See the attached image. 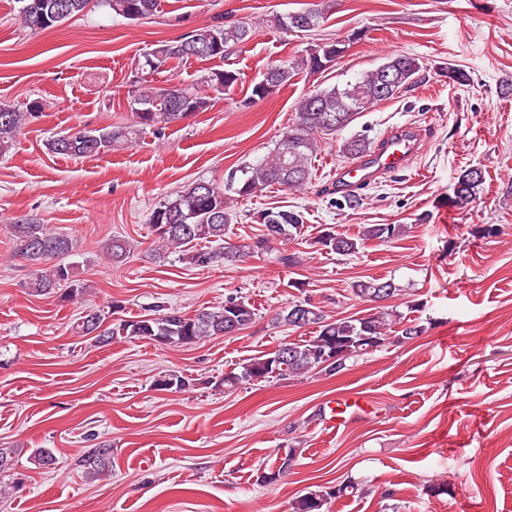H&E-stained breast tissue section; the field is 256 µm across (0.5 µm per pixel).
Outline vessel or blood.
I'll return each mask as SVG.
<instances>
[{
	"mask_svg": "<svg viewBox=\"0 0 512 512\" xmlns=\"http://www.w3.org/2000/svg\"><path fill=\"white\" fill-rule=\"evenodd\" d=\"M419 142V135L415 129L391 131L368 160L344 164L337 168V187L344 192L351 191L359 185L373 181L381 174L407 168L418 150Z\"/></svg>",
	"mask_w": 512,
	"mask_h": 512,
	"instance_id": "vessel-or-blood-1",
	"label": "vessel or blood"
}]
</instances>
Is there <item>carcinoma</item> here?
<instances>
[{
	"label": "carcinoma",
	"mask_w": 512,
	"mask_h": 512,
	"mask_svg": "<svg viewBox=\"0 0 512 512\" xmlns=\"http://www.w3.org/2000/svg\"><path fill=\"white\" fill-rule=\"evenodd\" d=\"M21 21L32 31L54 28L85 12L90 0H21ZM117 15L131 20L147 18L157 10L158 0H101ZM298 17L303 24L288 26V31H309L319 26L321 12L302 11ZM215 33L221 46L215 50L204 48L206 37ZM250 38V30L241 24H216L192 30L173 41H159L144 56L142 67L156 70L171 59L200 60L224 59L230 51ZM340 43L318 45L307 53L293 59L282 60L266 69L263 79L253 88L251 97L263 99L285 85L299 71L318 72L334 65L343 53ZM387 70L402 77V81L386 95L379 91L382 71ZM421 70L418 61L408 55L397 54L386 58L377 67L364 72L355 81L334 85L303 97L297 108L296 122L278 140L269 156L247 169L241 177H230L223 186L206 181L192 182L154 208L151 228L158 241L180 250V260L198 267H209L224 262H236L247 256V252L235 246L224 245L226 227L230 221L229 203L247 199L265 186L278 184L297 189L308 183L311 177V160L317 151L316 135H332L349 126L370 105L388 100L411 86ZM238 80L232 70H217L207 76L206 83L215 89L232 87ZM136 105L135 124L100 129L80 130L61 136L50 143L53 153L73 157H90L106 153L112 147L126 144L144 130L183 120L209 106L206 97L182 88H139L133 95ZM43 103L33 105L21 112L15 107L0 102V154L9 150L17 132L33 114L41 111ZM483 184L482 171L466 168L458 174L454 184L456 193L448 197V203L458 210L466 208L475 199ZM267 218L257 243L267 245L272 241L284 242L299 234L305 217L300 210H265ZM403 224H370L356 236L340 233L333 227L326 228L317 243L339 255L358 252L366 240L389 242L403 236ZM13 254L28 262L30 277L27 288L37 296H47L63 289L65 300L83 298L86 287L76 279L74 267L63 262L74 249L68 236L52 231L46 224L17 222L11 225ZM103 250L109 259L120 262L130 252L128 241L113 237ZM397 291L393 282L382 279L360 281L353 288L356 297L374 303L379 294L392 298ZM233 307L203 309L193 316L178 312H165L156 317L129 321L123 320L115 327H103L102 314L88 309L77 323L83 335L98 333L101 343L118 338L140 337L155 342L185 346L205 338L230 334V322L237 329L246 328L254 319L251 304L237 297L231 298ZM289 306L278 314L277 320L298 330L315 325L318 330L307 340L290 342L279 346L274 352L251 359L237 372L224 375V386L234 388L240 384L264 381L272 378L271 368L275 358L287 356L279 376L283 378L302 376L313 370L338 373L346 367V361L364 354L365 339L387 340L383 333L389 313L378 311L361 317L328 318L317 306L303 312L301 320L293 321ZM297 449L290 448L280 458L276 470L260 474L263 483L271 484L286 474L293 466ZM87 477L94 479L109 471L112 466V445L101 444L89 449L82 459ZM354 488L353 484L336 487L335 490L308 492L292 502V512H325L329 497L343 495Z\"/></svg>",
	"instance_id": "carcinoma-1"
}]
</instances>
